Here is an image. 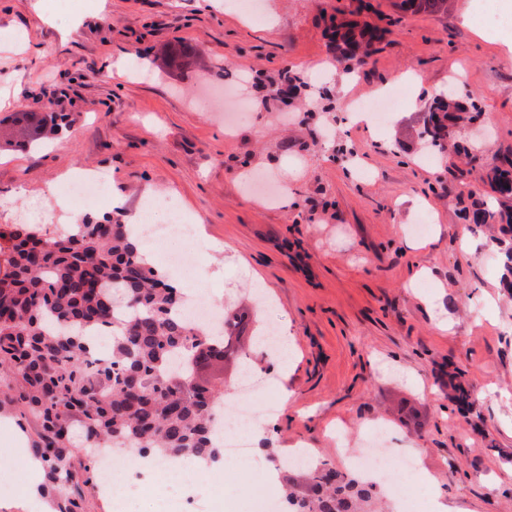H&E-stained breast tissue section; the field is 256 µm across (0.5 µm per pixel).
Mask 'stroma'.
I'll return each instance as SVG.
<instances>
[{
	"label": "stroma",
	"mask_w": 512,
	"mask_h": 512,
	"mask_svg": "<svg viewBox=\"0 0 512 512\" xmlns=\"http://www.w3.org/2000/svg\"><path fill=\"white\" fill-rule=\"evenodd\" d=\"M225 0H0V123L20 112L68 114L48 147L0 142V231L56 232L55 198L37 208L13 190L100 172L127 211L176 198L199 227L183 291L288 331L287 364L258 350L256 369L279 411L255 431L245 469L266 471L312 449L347 471L341 451L377 427L400 457L417 449V477L445 488L432 512H512V290L500 272L498 227L476 224L459 197L494 203L482 173L512 155V0H448L444 14L372 0L363 19L385 35L353 73L332 62L327 27L355 0H264L263 17ZM490 39L479 37V30ZM303 86L273 95L284 66ZM398 93L383 126L345 125L350 102ZM450 95L474 105L478 144L424 155L427 110ZM430 224L422 247L409 225ZM242 258L248 274L224 267ZM499 299L496 316L486 295ZM472 387L460 403L448 381ZM15 417L0 418V512H31Z\"/></svg>",
	"instance_id": "stroma-1"
}]
</instances>
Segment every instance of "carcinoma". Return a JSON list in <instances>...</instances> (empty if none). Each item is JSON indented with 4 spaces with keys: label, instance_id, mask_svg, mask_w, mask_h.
<instances>
[{
    "label": "carcinoma",
    "instance_id": "carcinoma-1",
    "mask_svg": "<svg viewBox=\"0 0 512 512\" xmlns=\"http://www.w3.org/2000/svg\"><path fill=\"white\" fill-rule=\"evenodd\" d=\"M448 0H401L413 12L439 13ZM339 55L348 62L385 30L360 26L346 17L330 18ZM466 105L454 98L430 107L422 135L440 151L453 142ZM68 116L46 112L40 132L56 135ZM488 180L503 197V208L474 204L473 220L497 224L512 236V159L504 158ZM130 228L108 219H88L53 238L36 231L10 237L0 269V412L9 411L31 428L35 457L42 463L58 512H77L71 495L89 484L88 467L74 465L79 453L71 439L78 425L88 448L129 445L159 457L191 456L216 461V408L224 393L197 383L200 357L238 358L233 332L243 315L224 313V332L212 336L179 313L185 298L130 239ZM113 285L107 295L102 287ZM112 331V356L93 354L88 336ZM317 486L309 497L280 481L289 512H371L369 489L351 473L328 464L307 471Z\"/></svg>",
    "mask_w": 512,
    "mask_h": 512
}]
</instances>
